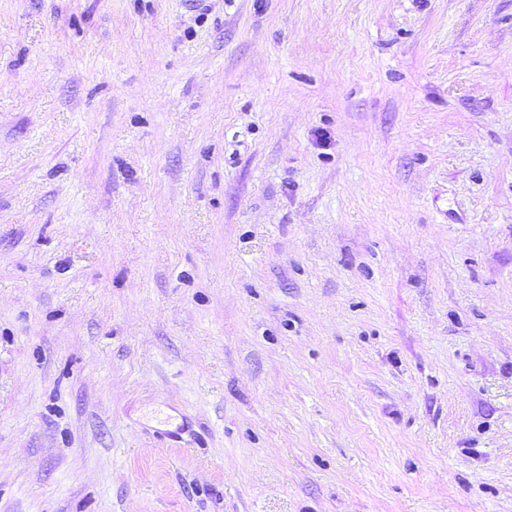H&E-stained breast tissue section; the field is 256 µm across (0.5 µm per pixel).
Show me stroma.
I'll return each instance as SVG.
<instances>
[{"label": "stroma", "mask_w": 512, "mask_h": 512, "mask_svg": "<svg viewBox=\"0 0 512 512\" xmlns=\"http://www.w3.org/2000/svg\"><path fill=\"white\" fill-rule=\"evenodd\" d=\"M0 512H512V0H0Z\"/></svg>", "instance_id": "obj_1"}]
</instances>
